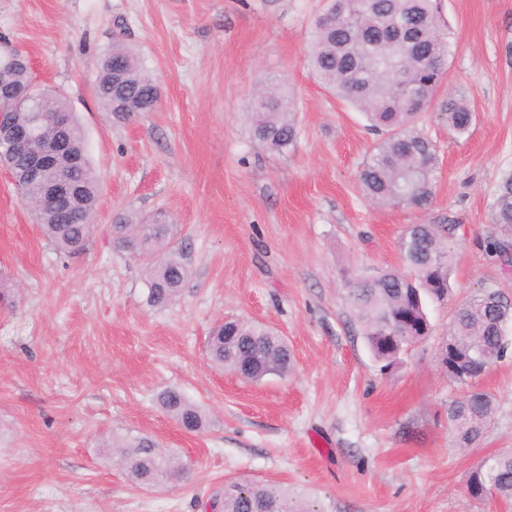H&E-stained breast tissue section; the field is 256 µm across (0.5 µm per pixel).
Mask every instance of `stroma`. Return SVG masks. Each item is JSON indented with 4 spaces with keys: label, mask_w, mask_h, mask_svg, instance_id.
Masks as SVG:
<instances>
[{
    "label": "stroma",
    "mask_w": 512,
    "mask_h": 512,
    "mask_svg": "<svg viewBox=\"0 0 512 512\" xmlns=\"http://www.w3.org/2000/svg\"><path fill=\"white\" fill-rule=\"evenodd\" d=\"M324 0H0V43L35 84L64 96L99 175L86 251L61 254L0 169V512H203L225 481L285 485L317 512H512L467 490L483 456L512 450V354L480 378L495 399L482 439L456 444L448 405L467 394L439 349L455 307L481 290L512 298V249L492 202L512 171V0H443L453 31L442 92L467 100L463 136L421 124L439 172L425 208L375 206L358 174L380 136L308 66ZM142 53L156 111L113 123L95 96L113 42ZM286 82L299 137L285 154L254 143L257 80ZM128 208L166 211L190 275L175 303L147 301L143 265L112 243ZM451 221L448 299L432 332L381 371L349 302L356 278L403 267L407 225ZM229 318L283 336L285 378L255 383L212 366L206 341ZM179 390L209 415L180 428L157 396ZM148 436L181 455L187 482L130 483L106 436Z\"/></svg>",
    "instance_id": "obj_1"
}]
</instances>
